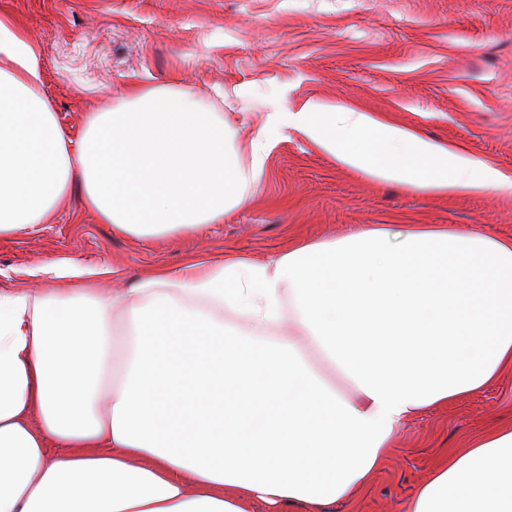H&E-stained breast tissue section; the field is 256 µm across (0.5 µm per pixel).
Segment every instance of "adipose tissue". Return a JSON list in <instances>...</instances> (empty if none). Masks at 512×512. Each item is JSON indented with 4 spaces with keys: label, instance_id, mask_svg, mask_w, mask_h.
<instances>
[{
    "label": "adipose tissue",
    "instance_id": "obj_1",
    "mask_svg": "<svg viewBox=\"0 0 512 512\" xmlns=\"http://www.w3.org/2000/svg\"><path fill=\"white\" fill-rule=\"evenodd\" d=\"M43 83L1 11L0 236L50 223L76 185L135 238L223 223L288 126L373 179L512 193L482 159L311 101L273 104L243 162L223 113L177 83L130 87L74 139ZM117 274L47 261L0 289V512H326L369 485L407 418L512 368V237L470 227L388 224L104 292ZM401 512H512V425L448 454Z\"/></svg>",
    "mask_w": 512,
    "mask_h": 512
}]
</instances>
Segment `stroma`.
<instances>
[{"label":"stroma","mask_w":512,"mask_h":512,"mask_svg":"<svg viewBox=\"0 0 512 512\" xmlns=\"http://www.w3.org/2000/svg\"><path fill=\"white\" fill-rule=\"evenodd\" d=\"M42 53L44 93L62 127L134 84L178 81L222 104L247 147L272 100L355 107L462 146L512 173V0H0ZM379 224H467L512 237V194L426 195L339 166L288 128L251 201L196 234L134 238L100 223L74 188L52 223L0 238V286L27 287L48 260L128 273L177 271L224 255L261 259L299 240ZM512 420V371L405 421L383 466L330 512H400L449 449Z\"/></svg>","instance_id":"obj_1"}]
</instances>
